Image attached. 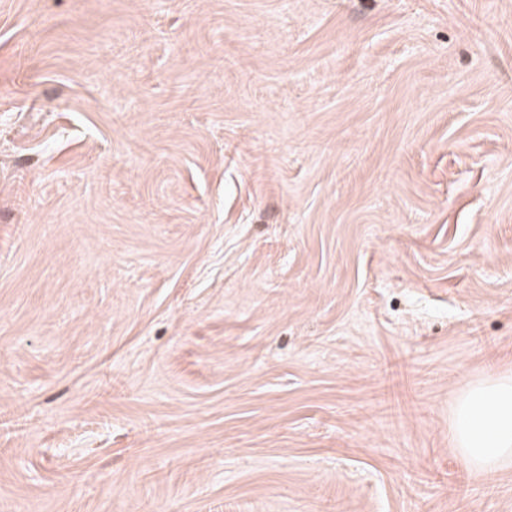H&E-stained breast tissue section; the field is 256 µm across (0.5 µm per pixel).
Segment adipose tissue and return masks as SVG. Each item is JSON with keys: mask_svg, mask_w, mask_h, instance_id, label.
<instances>
[{"mask_svg": "<svg viewBox=\"0 0 512 512\" xmlns=\"http://www.w3.org/2000/svg\"><path fill=\"white\" fill-rule=\"evenodd\" d=\"M451 436L470 469L512 462V377H490L466 389L455 402Z\"/></svg>", "mask_w": 512, "mask_h": 512, "instance_id": "ef3b65f1", "label": "adipose tissue"}]
</instances>
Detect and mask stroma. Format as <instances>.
I'll return each mask as SVG.
<instances>
[{
  "instance_id": "obj_1",
  "label": "stroma",
  "mask_w": 512,
  "mask_h": 512,
  "mask_svg": "<svg viewBox=\"0 0 512 512\" xmlns=\"http://www.w3.org/2000/svg\"><path fill=\"white\" fill-rule=\"evenodd\" d=\"M512 0H0V512H512ZM451 436L470 469L512 462V377L486 378L466 389L455 402Z\"/></svg>"
}]
</instances>
